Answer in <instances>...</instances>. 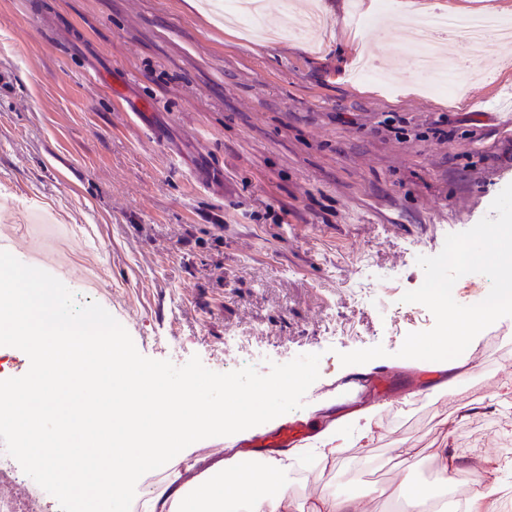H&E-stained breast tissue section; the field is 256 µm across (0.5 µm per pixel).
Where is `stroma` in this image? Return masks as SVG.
<instances>
[{"mask_svg": "<svg viewBox=\"0 0 512 512\" xmlns=\"http://www.w3.org/2000/svg\"><path fill=\"white\" fill-rule=\"evenodd\" d=\"M210 0H0V229L23 258L61 250L78 303L96 302L139 353L208 369L320 356L304 413L342 383L393 369L397 386H432L411 340H442L512 261V44L477 61L462 96L436 95L406 69L419 46L402 29L340 22L313 41L271 40L214 21ZM148 100L135 118L86 70ZM449 135L437 141L432 122ZM162 129L156 141L153 129ZM224 179L204 189L197 170ZM473 257L460 275L449 247ZM454 278L438 310L427 273ZM471 384L393 405L380 441L354 466L349 444L297 500L324 488L357 512H384L380 491L435 478L443 430L478 449L460 476L512 441V310L489 319ZM419 452L413 473L398 457Z\"/></svg>", "mask_w": 512, "mask_h": 512, "instance_id": "stroma-1", "label": "stroma"}]
</instances>
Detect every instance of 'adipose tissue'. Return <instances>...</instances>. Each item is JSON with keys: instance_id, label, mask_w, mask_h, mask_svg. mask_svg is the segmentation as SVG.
Instances as JSON below:
<instances>
[{"instance_id": "ef3b65f1", "label": "adipose tissue", "mask_w": 512, "mask_h": 512, "mask_svg": "<svg viewBox=\"0 0 512 512\" xmlns=\"http://www.w3.org/2000/svg\"><path fill=\"white\" fill-rule=\"evenodd\" d=\"M491 310H482L460 319L451 339L431 356L434 369L446 372L450 386H457L460 369L475 349L477 335ZM437 470L436 482L421 484L405 480L395 494L405 504V512H429L438 485L447 483L448 476L458 470L460 459L447 448L432 454ZM146 512H353V501L332 492L302 502L288 492L283 466L275 460H265L254 466L242 465L239 453L226 448L224 464L191 488L179 486L177 480L168 483L147 498Z\"/></svg>"}]
</instances>
